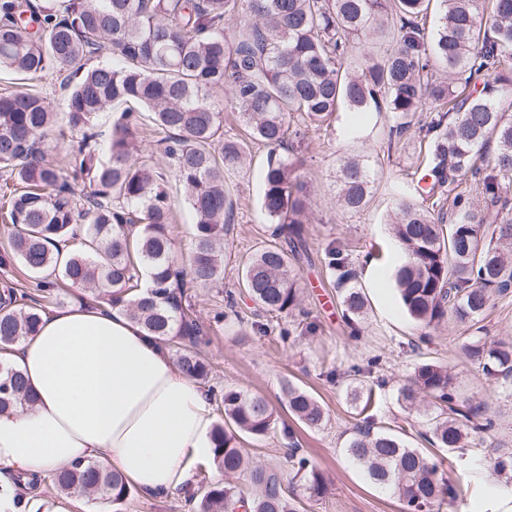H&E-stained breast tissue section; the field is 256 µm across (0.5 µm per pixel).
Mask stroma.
I'll use <instances>...</instances> for the list:
<instances>
[{
    "label": "stroma",
    "mask_w": 512,
    "mask_h": 512,
    "mask_svg": "<svg viewBox=\"0 0 512 512\" xmlns=\"http://www.w3.org/2000/svg\"><path fill=\"white\" fill-rule=\"evenodd\" d=\"M344 113H337L328 129L308 131L301 145L306 165L301 174L312 193V210L305 224L307 254L292 257L301 294V305L291 318H267L256 314L255 304L240 297L238 310L243 324L214 321L222 296L214 288L197 291L196 308L210 325L202 352L213 367L212 386L233 387L263 394L277 415V425L267 437L242 439L253 461L281 470L302 505V512H401L389 491L365 480L347 458L344 447L358 421V406L347 395V383L327 380L334 367L363 363L383 355L380 376L387 380L373 412L380 426L403 429L405 440L421 447L420 432L432 427L424 409H407L398 398L399 389L416 362L427 358L448 364L462 395L496 417L495 430L486 436L481 461H474L467 448L447 453L431 449L444 479L468 485L465 497L443 501L435 512H512V479L488 476L491 463L512 455V389L487 379L462 351L469 337L489 341L512 340V295L497 299L486 311L479 327L447 322L425 329L403 312L393 288L382 289L378 277H391V263L398 260L396 243L387 222L393 206V188H416L424 171L425 148L416 133H409L390 156L380 153L377 139L360 142L345 134ZM267 150L254 146L245 168L234 177L230 189L235 203L233 227L224 240V286H238L243 261L254 249L271 241L273 227L260 208V170ZM369 155L376 169L375 194L368 205L353 215L341 214L336 206L334 173L337 162L353 155ZM175 223L169 227L180 262H187L193 243V220L179 186H172ZM340 246L348 256L368 299L367 315L359 336H351L342 315L341 290L327 267L325 249ZM268 323L267 333L253 329V322ZM313 331H303V324ZM311 391L323 404L327 419L321 428L296 425L281 391L283 382ZM296 433L304 454L324 474L328 491L310 498L285 457L289 433ZM110 512H197L186 493L164 497L132 490L124 501L111 503Z\"/></svg>",
    "instance_id": "1"
}]
</instances>
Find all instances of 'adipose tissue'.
Returning a JSON list of instances; mask_svg holds the SVG:
<instances>
[{"instance_id":"obj_1","label":"adipose tissue","mask_w":512,"mask_h":512,"mask_svg":"<svg viewBox=\"0 0 512 512\" xmlns=\"http://www.w3.org/2000/svg\"><path fill=\"white\" fill-rule=\"evenodd\" d=\"M1 362L37 401L0 414V512H72L73 497L27 488L67 464L99 458L145 494H174L212 457L210 394L119 310H48Z\"/></svg>"}]
</instances>
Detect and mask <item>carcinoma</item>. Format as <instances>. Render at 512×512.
<instances>
[{
	"label": "carcinoma",
	"mask_w": 512,
	"mask_h": 512,
	"mask_svg": "<svg viewBox=\"0 0 512 512\" xmlns=\"http://www.w3.org/2000/svg\"><path fill=\"white\" fill-rule=\"evenodd\" d=\"M492 2L487 13L483 0H0V70L60 80L66 127L77 138L65 168L48 163L43 145L57 113L31 89L0 92V181L8 191L0 204L8 237L0 263H19L35 288L27 293L8 279L0 286V349L38 330L43 305L57 300V282L41 277L51 270L171 344L184 372L208 384L212 368L197 350L208 326L191 290L224 281L234 211L226 179L252 146L268 148L260 204L284 243L248 258L239 288L264 314L286 317L300 307L290 255L303 243L311 200L296 175L300 161L279 149L309 128H328L342 108L352 113L353 139L364 138L371 114L386 113L390 149L417 113H431L417 128L428 158L422 203L399 190L389 219L405 256L393 272L396 296L425 328L450 319L478 323L512 292V0ZM432 12L438 23L429 32L424 19ZM104 51L122 65L87 66ZM225 100L244 127L239 137H224ZM116 103L143 111L116 113L104 131L99 117ZM141 125L162 134L156 145L195 216L187 270L169 234L165 181L153 152L135 144ZM336 186L342 212L364 208L374 188L369 157L343 160ZM326 257L357 336L367 299L343 250L331 245ZM464 352L487 377L512 381V342L479 337ZM377 365L374 357L327 378L350 380L358 400L361 379L385 383ZM283 394L299 424H324L327 413L308 391L289 383ZM399 397L437 413L423 435L434 448H466L468 436L494 428L435 360L415 365ZM371 401L369 393L344 448L365 476L392 492L404 512H433L443 499L465 495L462 484L439 478L422 449L378 425ZM219 402L224 422L215 426L213 462L225 481L200 482L190 500L200 498L199 512H299L277 470L249 466L240 447L238 434L261 439L275 428L269 402L227 388ZM34 403L22 373L0 363V413ZM293 468L309 496L326 492L324 475L306 457ZM52 481L61 494L113 502L131 492L121 473L97 460L63 466Z\"/></svg>",
	"instance_id": "obj_1"
}]
</instances>
